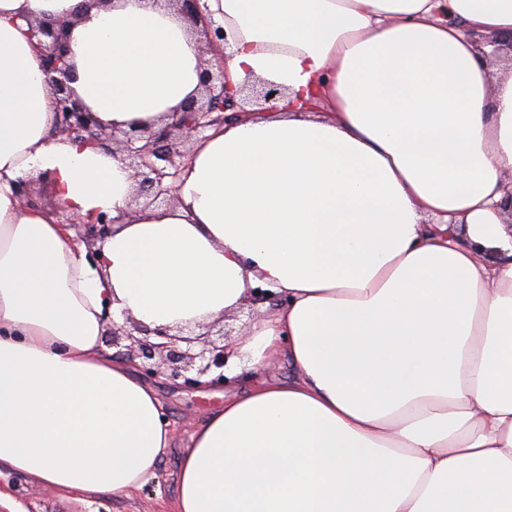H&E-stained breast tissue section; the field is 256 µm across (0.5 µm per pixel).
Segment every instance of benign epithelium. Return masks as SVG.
<instances>
[{"instance_id": "7a95c632", "label": "benign epithelium", "mask_w": 512, "mask_h": 512, "mask_svg": "<svg viewBox=\"0 0 512 512\" xmlns=\"http://www.w3.org/2000/svg\"><path fill=\"white\" fill-rule=\"evenodd\" d=\"M169 2L192 25L201 55L221 50L223 27L203 14L201 0ZM75 23L76 19L69 16L36 19L30 23L31 36L37 39L40 68L51 104L59 117L57 133L108 153H120L121 161L132 171L136 183L133 200L143 198L147 206L159 200L172 202L175 183L189 161L193 141L206 128L223 124L224 112L230 109L236 116L250 115L240 102L227 95L224 58L205 61L200 72L199 95L177 111L175 122L163 123L157 128H104L71 86L75 76L74 66L69 61L68 33ZM240 94L265 103L277 96L276 89L260 82L244 86ZM112 222L114 219L100 214L91 224L72 216L67 225L91 248L111 232ZM212 334L225 337L228 331L213 323L207 326L206 332L194 337L183 334L181 328L172 334L167 327L150 328L128 316L121 325L112 323L104 334V342L118 347L121 341H128L127 355L142 359L141 368L145 373H162L170 382L195 388L201 385V377L212 372L217 376L210 384L225 380L224 366L229 352L225 345L208 339ZM196 343L202 344L197 352L193 351Z\"/></svg>"}]
</instances>
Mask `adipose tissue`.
<instances>
[{
  "label": "adipose tissue",
  "mask_w": 512,
  "mask_h": 512,
  "mask_svg": "<svg viewBox=\"0 0 512 512\" xmlns=\"http://www.w3.org/2000/svg\"><path fill=\"white\" fill-rule=\"evenodd\" d=\"M230 92L271 110L210 127L168 205H132L119 158L56 132L33 18L73 16V87L102 123L157 120L201 63L167 0H0V471L93 502L171 446L154 387L103 334L205 325L250 288L284 306L232 340L242 391L183 451L176 512H512V0H202ZM69 213L116 217L95 247ZM287 358L295 374L265 376Z\"/></svg>",
  "instance_id": "ef3b65f1"
}]
</instances>
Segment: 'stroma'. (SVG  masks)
Masks as SVG:
<instances>
[{
  "label": "stroma",
  "instance_id": "obj_1",
  "mask_svg": "<svg viewBox=\"0 0 512 512\" xmlns=\"http://www.w3.org/2000/svg\"><path fill=\"white\" fill-rule=\"evenodd\" d=\"M173 430V440L159 464L155 479L128 497L103 499L94 505L80 504L71 496L33 484L29 479L0 473V492L10 495L21 512H174L177 487L173 474L196 425L224 403L220 386L192 389L151 377Z\"/></svg>",
  "mask_w": 512,
  "mask_h": 512
}]
</instances>
